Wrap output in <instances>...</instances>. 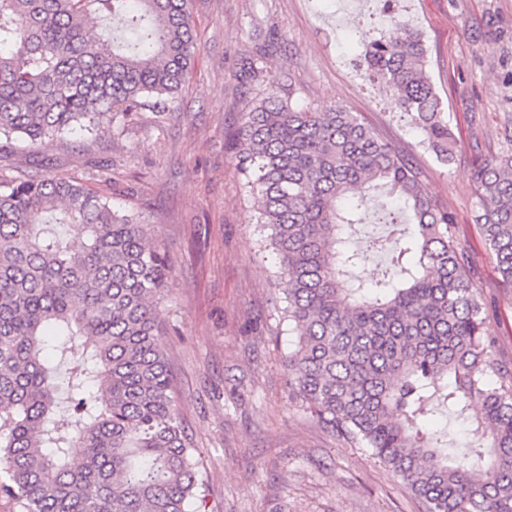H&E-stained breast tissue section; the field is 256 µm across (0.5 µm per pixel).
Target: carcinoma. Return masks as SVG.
Segmentation results:
<instances>
[{"label":"carcinoma","instance_id":"obj_1","mask_svg":"<svg viewBox=\"0 0 512 512\" xmlns=\"http://www.w3.org/2000/svg\"><path fill=\"white\" fill-rule=\"evenodd\" d=\"M190 0H0V137L99 136L181 89ZM363 63L442 164L458 140L401 31ZM263 247L287 283L289 394L399 476L426 512H512V368L454 217L414 159L343 107L312 112L268 87L233 132ZM485 244L512 288V152L474 169ZM379 195L388 268L366 279L349 244ZM171 266L154 229L76 180L0 181V494L24 512H200L197 450L156 343ZM63 341L46 348V332ZM465 415L472 443L428 428Z\"/></svg>","mask_w":512,"mask_h":512}]
</instances>
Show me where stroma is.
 Listing matches in <instances>:
<instances>
[{
	"label": "stroma",
	"mask_w": 512,
	"mask_h": 512,
	"mask_svg": "<svg viewBox=\"0 0 512 512\" xmlns=\"http://www.w3.org/2000/svg\"><path fill=\"white\" fill-rule=\"evenodd\" d=\"M336 0H191L198 51L175 99L138 109L112 136L73 133L42 148L13 141L0 176L76 179L152 224L172 267L158 304L174 401L200 453L206 512H423L370 452L322 429L288 397L284 286L260 246L255 204L230 160L243 112L269 81L292 105L341 106L414 153L452 212L489 307L500 360L512 366V288L475 215L478 157L512 149V0H366L344 24ZM417 31L461 149L446 165L360 63L390 16ZM273 42L263 73L245 74Z\"/></svg>",
	"instance_id": "stroma-1"
}]
</instances>
